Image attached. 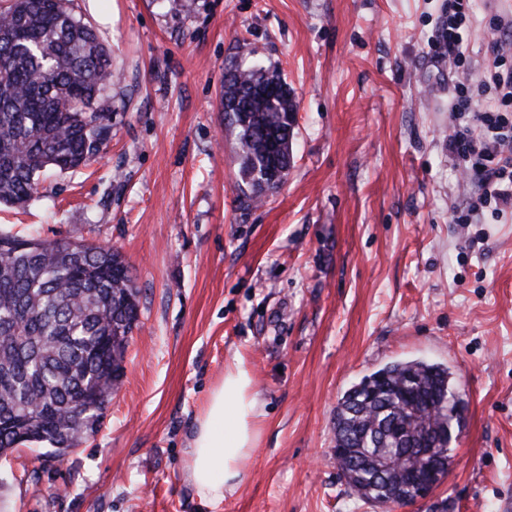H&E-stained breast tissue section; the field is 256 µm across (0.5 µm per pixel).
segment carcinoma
I'll use <instances>...</instances> for the list:
<instances>
[{
    "label": "carcinoma",
    "mask_w": 512,
    "mask_h": 512,
    "mask_svg": "<svg viewBox=\"0 0 512 512\" xmlns=\"http://www.w3.org/2000/svg\"><path fill=\"white\" fill-rule=\"evenodd\" d=\"M112 59L68 0H11L0 10V204L22 205L50 166H85L112 139ZM276 84L270 100L259 88ZM224 112L252 190L273 161L270 140L297 104L277 71H232ZM130 265L112 249L70 239L0 234V456L25 442L67 452L98 432L124 375L139 316ZM448 367L386 365L336 406V465L352 494L376 507L411 501L430 464L448 476V438L462 425Z\"/></svg>",
    "instance_id": "1"
}]
</instances>
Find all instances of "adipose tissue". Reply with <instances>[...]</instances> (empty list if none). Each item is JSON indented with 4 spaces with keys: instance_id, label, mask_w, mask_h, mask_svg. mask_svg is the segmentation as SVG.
<instances>
[{
    "instance_id": "1",
    "label": "adipose tissue",
    "mask_w": 512,
    "mask_h": 512,
    "mask_svg": "<svg viewBox=\"0 0 512 512\" xmlns=\"http://www.w3.org/2000/svg\"><path fill=\"white\" fill-rule=\"evenodd\" d=\"M258 414L251 372L236 362L210 391L192 437L187 471L203 500L217 502L236 491L258 444Z\"/></svg>"
}]
</instances>
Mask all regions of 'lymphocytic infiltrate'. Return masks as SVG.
<instances>
[{
    "mask_svg": "<svg viewBox=\"0 0 512 512\" xmlns=\"http://www.w3.org/2000/svg\"><path fill=\"white\" fill-rule=\"evenodd\" d=\"M473 17L471 0H448L433 46L451 67L467 64L464 46ZM489 35L487 78L476 85L455 80L448 89L455 120L448 154L478 190L465 203L473 219L490 206L512 209V18L491 14Z\"/></svg>",
    "mask_w": 512,
    "mask_h": 512,
    "instance_id": "f902f5d3",
    "label": "lymphocytic infiltrate"
}]
</instances>
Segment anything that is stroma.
Segmentation results:
<instances>
[{
	"instance_id": "stroma-1",
	"label": "stroma",
	"mask_w": 512,
	"mask_h": 512,
	"mask_svg": "<svg viewBox=\"0 0 512 512\" xmlns=\"http://www.w3.org/2000/svg\"><path fill=\"white\" fill-rule=\"evenodd\" d=\"M448 0H73L112 54L101 158L38 177L0 232L119 251L139 290L100 430L55 457H0L11 512H512V214L460 224L474 193L448 155ZM466 54L485 75L488 8ZM277 70L298 102L294 160L264 203L224 121L233 65ZM242 359L262 414L238 490L187 476L196 420ZM445 365L466 404L431 498L358 500L333 454L343 393L396 361Z\"/></svg>"
}]
</instances>
